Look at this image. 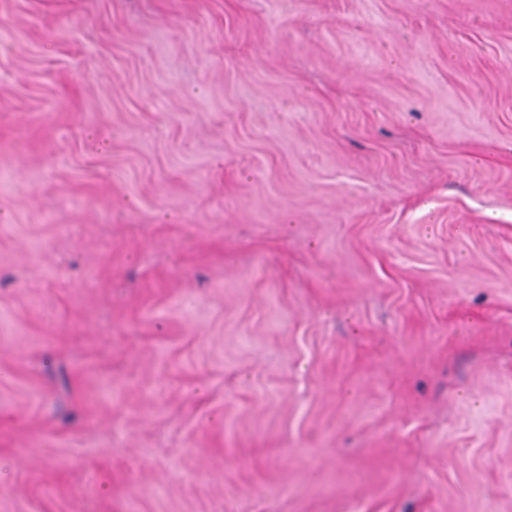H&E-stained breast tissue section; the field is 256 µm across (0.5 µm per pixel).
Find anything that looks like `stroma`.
<instances>
[{
    "label": "stroma",
    "mask_w": 512,
    "mask_h": 512,
    "mask_svg": "<svg viewBox=\"0 0 512 512\" xmlns=\"http://www.w3.org/2000/svg\"><path fill=\"white\" fill-rule=\"evenodd\" d=\"M0 512H512V0H0Z\"/></svg>",
    "instance_id": "35a3bbf8"
}]
</instances>
